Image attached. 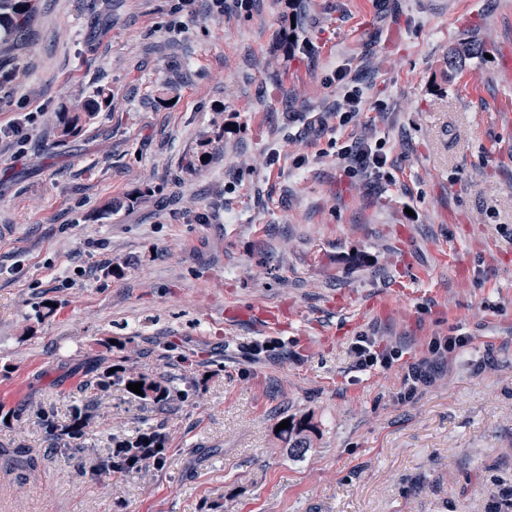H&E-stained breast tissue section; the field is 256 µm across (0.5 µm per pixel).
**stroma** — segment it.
Masks as SVG:
<instances>
[{"label": "stroma", "instance_id": "1", "mask_svg": "<svg viewBox=\"0 0 512 512\" xmlns=\"http://www.w3.org/2000/svg\"><path fill=\"white\" fill-rule=\"evenodd\" d=\"M0 69V512H512V0H38ZM107 101L108 96L103 90H99L74 110L60 112V136L67 138L73 135L82 126V123L90 121L102 105L107 104ZM382 143L374 144L369 140H356L346 145L338 152L339 158L353 172H362L374 178L371 187L380 189L383 186L382 169L386 166L387 156L382 151ZM471 341V336L464 334H453L442 338H435L429 346V353L433 358H427L411 367L413 379L418 381L428 380L430 378V370L437 364L438 360L443 359L445 353L450 354L461 351L468 347ZM356 363L360 368H368L375 365L388 367L398 357V351L379 349L375 342L368 337L359 339L352 348ZM142 382L141 391L143 395H138L134 392L135 395H138L144 400H150L154 403H161L169 400L171 389L163 384L161 381L148 380L144 375L139 376L138 378H131L128 381L129 383H137ZM283 420H290L289 428L280 429V435L288 437L289 447L297 453H303L311 448V439L308 432H312L313 426L309 419L306 416H301L298 419L291 416L285 417ZM145 434H148L149 437L148 436L142 437L138 442H136L135 446H134V444H130L128 442V443L120 444L119 448H112V459H113V457H116L118 459L116 465L112 464V468L114 470L133 469L136 466L138 468L139 465L142 464L143 462H147V461H151V460L153 461L154 464L161 463L162 458H163L162 456L164 453L159 454L161 450L157 449V448H144L145 450H144L143 454L141 455V457H139V459H137L134 462V464H129L128 460H124V458L122 457V455H121L122 450H123L122 448H141L144 438L152 439L156 443L157 446H161V448H162L163 439L160 435H158L155 431L146 432Z\"/></svg>", "mask_w": 512, "mask_h": 512}]
</instances>
